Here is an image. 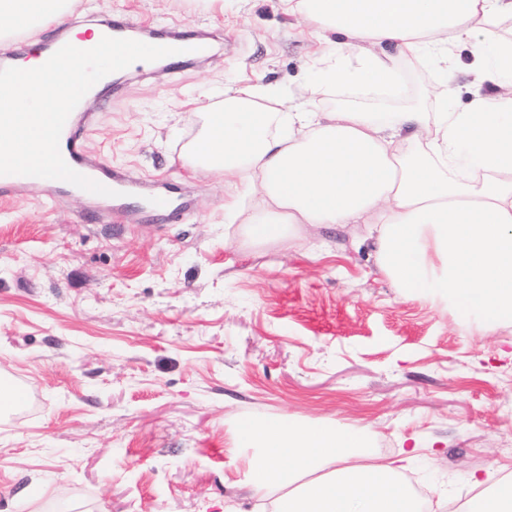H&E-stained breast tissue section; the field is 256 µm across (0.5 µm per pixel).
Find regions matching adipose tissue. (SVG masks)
I'll return each instance as SVG.
<instances>
[{"label":"adipose tissue","instance_id":"ef3b65f1","mask_svg":"<svg viewBox=\"0 0 512 512\" xmlns=\"http://www.w3.org/2000/svg\"><path fill=\"white\" fill-rule=\"evenodd\" d=\"M336 56L320 60L315 95L341 86L356 101L317 112L260 84L204 107L185 158L238 179L261 205L243 221L251 244L291 245L305 226L361 224L405 297H440L493 328L512 323V0H283ZM73 0H0V41L63 22ZM64 56L18 59L0 75V166L52 151L54 115L85 111L90 85L152 59L114 47L101 27L64 36ZM470 45L466 106L449 109L457 46ZM434 52L443 80L431 107L368 103L400 86L399 62ZM246 478L274 490V512H421L394 464H374L364 429L287 416L245 419Z\"/></svg>","mask_w":512,"mask_h":512}]
</instances>
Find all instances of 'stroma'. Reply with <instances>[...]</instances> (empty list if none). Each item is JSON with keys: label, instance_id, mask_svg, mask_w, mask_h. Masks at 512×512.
Instances as JSON below:
<instances>
[{"label": "stroma", "instance_id": "35a3bbf8", "mask_svg": "<svg viewBox=\"0 0 512 512\" xmlns=\"http://www.w3.org/2000/svg\"><path fill=\"white\" fill-rule=\"evenodd\" d=\"M121 18L202 29L213 59L128 72L90 106L104 164L191 201L136 224L73 195L0 198V512H261L233 445L242 419L365 428L433 512L512 474V325L405 298L364 227L250 245L233 179L192 169L185 104L261 80L299 96L334 55L280 0H77L66 27Z\"/></svg>", "mask_w": 512, "mask_h": 512}]
</instances>
